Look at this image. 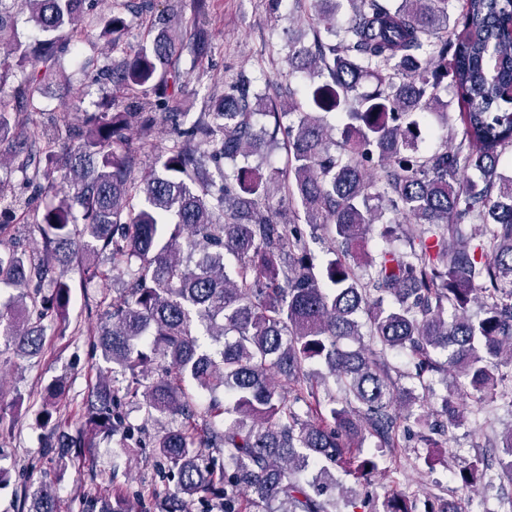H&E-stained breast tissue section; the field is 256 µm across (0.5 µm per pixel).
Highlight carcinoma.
Listing matches in <instances>:
<instances>
[{
	"mask_svg": "<svg viewBox=\"0 0 512 512\" xmlns=\"http://www.w3.org/2000/svg\"><path fill=\"white\" fill-rule=\"evenodd\" d=\"M95 2L0 0V92L13 101L0 106V143L20 145L10 172L42 178L48 199L41 248L19 251L9 241L21 204L0 177V287L19 290L17 308L0 311V336L32 357L46 329L64 332L73 266L122 284L97 312L106 367L84 422L45 442L58 463L110 438L123 453L155 448L175 471L157 512H243L244 496L255 512H333L324 488L336 468L366 481L380 466L360 453L366 442L397 448L409 426L427 424L430 375L452 376L441 398L449 426L466 421L460 394L512 412V174L500 170L512 153V0H313V42L288 39L286 74L309 81L310 111L283 83L276 102L240 73L176 128L146 175L154 127L188 117L175 105L180 60L211 51L210 2L122 0L103 26ZM187 7L190 35L177 23ZM21 13L41 34L33 44L17 33ZM128 13L148 21L147 36L120 66L86 71L123 100L44 109L64 57L95 34L118 44ZM448 89L455 118L440 112ZM32 112L45 133L26 131ZM437 112L449 144L425 150L418 117ZM269 145L285 150L283 165L267 161ZM404 223L420 230L399 248ZM377 224L383 246L371 255ZM326 240L332 258L321 261L314 246ZM400 352L415 363L408 387L387 359ZM61 391L46 388L38 421L52 419ZM130 405L176 426L149 435ZM497 447L508 460L494 478L512 485V426ZM487 470L475 456L453 478L471 488ZM24 499L28 512H59L45 483ZM82 512L131 506L117 487ZM382 512H417L415 500L393 494Z\"/></svg>",
	"mask_w": 512,
	"mask_h": 512,
	"instance_id": "1",
	"label": "carcinoma"
}]
</instances>
